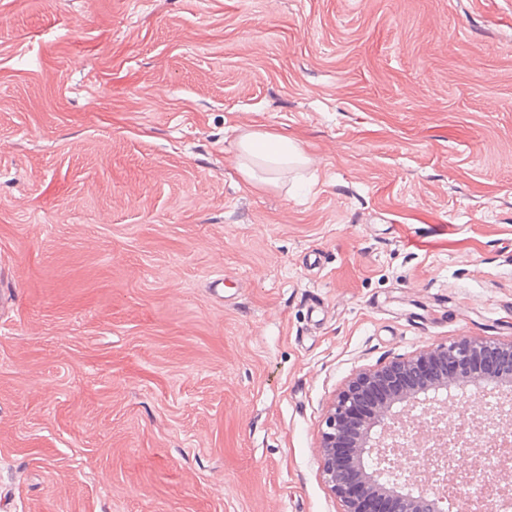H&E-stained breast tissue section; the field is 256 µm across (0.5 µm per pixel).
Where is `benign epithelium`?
<instances>
[{
  "mask_svg": "<svg viewBox=\"0 0 512 512\" xmlns=\"http://www.w3.org/2000/svg\"><path fill=\"white\" fill-rule=\"evenodd\" d=\"M489 385L502 403H512V341L463 337L351 377L328 406L319 445L322 476L341 512H444L438 488L443 478L437 473L426 469L398 482L382 464L405 452L394 439L401 432L412 437L411 411L417 405H428L433 419L442 422L448 394L468 386L479 394ZM457 441L472 450L468 484H480L476 504L490 510L511 506L512 488L501 486L500 476L512 474V458L498 459L488 504L481 494L487 488L481 464L485 437L469 426Z\"/></svg>",
  "mask_w": 512,
  "mask_h": 512,
  "instance_id": "7a95c632",
  "label": "benign epithelium"
}]
</instances>
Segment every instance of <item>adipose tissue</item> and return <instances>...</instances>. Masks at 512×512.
Segmentation results:
<instances>
[{"label": "adipose tissue", "mask_w": 512, "mask_h": 512, "mask_svg": "<svg viewBox=\"0 0 512 512\" xmlns=\"http://www.w3.org/2000/svg\"><path fill=\"white\" fill-rule=\"evenodd\" d=\"M239 147L244 162L242 173L247 183H268L270 173L291 164L308 163V156L287 139L271 133L251 131L241 135Z\"/></svg>", "instance_id": "obj_1"}]
</instances>
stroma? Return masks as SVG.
Returning a JSON list of instances; mask_svg holds the SVG:
<instances>
[{
  "instance_id": "35a3bbf8",
  "label": "stroma",
  "mask_w": 512,
  "mask_h": 512,
  "mask_svg": "<svg viewBox=\"0 0 512 512\" xmlns=\"http://www.w3.org/2000/svg\"><path fill=\"white\" fill-rule=\"evenodd\" d=\"M0 282V512H340L346 380L512 340V0H0ZM239 147L244 162L245 180L259 186L272 182L267 176L273 170L290 164H306L309 157L295 144L271 133L251 131L240 136Z\"/></svg>"
}]
</instances>
